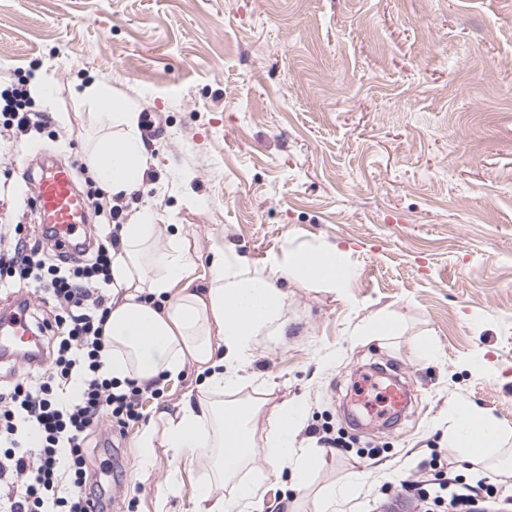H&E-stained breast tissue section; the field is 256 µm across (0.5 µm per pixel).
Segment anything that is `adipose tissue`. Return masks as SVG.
Instances as JSON below:
<instances>
[{"instance_id": "adipose-tissue-1", "label": "adipose tissue", "mask_w": 512, "mask_h": 512, "mask_svg": "<svg viewBox=\"0 0 512 512\" xmlns=\"http://www.w3.org/2000/svg\"><path fill=\"white\" fill-rule=\"evenodd\" d=\"M81 99L95 101L96 120L111 131L88 152V165L101 185L115 196L136 190L148 168V152L134 105L108 95L101 82L75 89ZM155 214L143 208L121 227V250L112 264L117 293L105 327L108 363L113 377L148 384L176 376L185 364L196 365L202 392L159 412V425L139 435L143 460H151L156 444L170 448L174 461H208L211 478L197 489L198 512H241L256 496L257 481L238 480L255 453H262L266 473L290 472V487H302L317 454L296 447L306 407L297 401L267 406L264 396L225 399L236 389L238 372L252 361L256 337L283 329L288 294L282 282H313L343 293L355 275L344 253L333 244L289 246L283 256L262 269L234 247L210 246L209 278L194 287L193 259L180 233L162 236ZM268 410L263 442L255 440V419ZM500 429L487 413L451 408L448 445L473 460H483L495 447ZM235 493L224 496L227 482Z\"/></svg>"}]
</instances>
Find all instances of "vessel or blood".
Instances as JSON below:
<instances>
[{
  "label": "vessel or blood",
  "instance_id": "1",
  "mask_svg": "<svg viewBox=\"0 0 512 512\" xmlns=\"http://www.w3.org/2000/svg\"><path fill=\"white\" fill-rule=\"evenodd\" d=\"M20 173L35 190L33 208L49 228L61 249H74L89 220L90 203L76 187L71 170L62 164L32 166L24 163ZM41 349V333L29 320L24 300H16L0 312V358L16 354L35 357Z\"/></svg>",
  "mask_w": 512,
  "mask_h": 512
}]
</instances>
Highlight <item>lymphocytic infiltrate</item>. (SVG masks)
<instances>
[{"label":"lymphocytic infiltrate","mask_w":512,"mask_h":512,"mask_svg":"<svg viewBox=\"0 0 512 512\" xmlns=\"http://www.w3.org/2000/svg\"><path fill=\"white\" fill-rule=\"evenodd\" d=\"M46 115L30 111L27 91L0 92V127L43 130ZM100 230L76 255L50 253V230L0 225V288H24L51 304L43 337L46 363L0 388V512H90L100 502L91 479L89 438L104 426L127 433L143 417L158 383L116 380L106 370L103 332L112 310V262L120 250L118 208L93 204ZM420 512H481L493 484L455 478L398 484Z\"/></svg>","instance_id":"1"}]
</instances>
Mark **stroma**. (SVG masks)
<instances>
[{
	"instance_id": "35a3bbf8",
	"label": "stroma",
	"mask_w": 512,
	"mask_h": 512,
	"mask_svg": "<svg viewBox=\"0 0 512 512\" xmlns=\"http://www.w3.org/2000/svg\"><path fill=\"white\" fill-rule=\"evenodd\" d=\"M39 67L53 101L32 108L50 126L0 140V222L39 230L22 159L52 157L84 182L96 107L71 88L97 79L166 127L146 139L149 175L122 214L148 207L178 225L198 284L216 241L259 269L289 244L331 243L356 270L340 295L285 282V333L255 340L238 396L306 402L298 440L322 455L301 489L269 476L243 512H316L354 480L335 512H382V485L428 460L512 497V478L447 447L449 402L485 410L512 469V0H0V90ZM379 314L401 334L356 335ZM370 361L407 375L395 426L349 423ZM199 383L185 365L145 423ZM322 426L352 451L324 448ZM140 432L95 441L112 512H154L161 494L168 512H196L206 463L174 469L163 447L143 461ZM365 446L380 455L358 458Z\"/></svg>"
}]
</instances>
